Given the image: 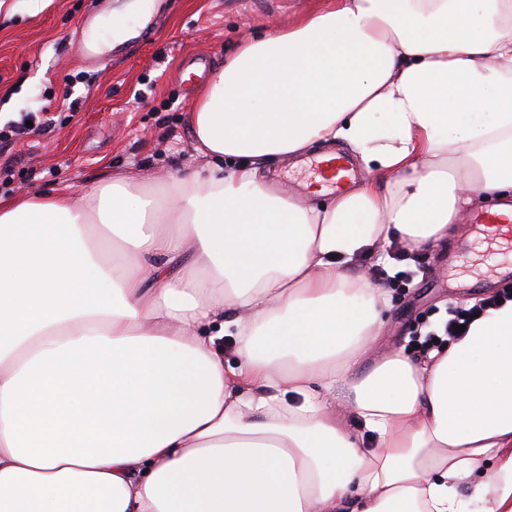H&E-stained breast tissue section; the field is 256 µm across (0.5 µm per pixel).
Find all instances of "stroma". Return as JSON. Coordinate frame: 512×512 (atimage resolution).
I'll list each match as a JSON object with an SVG mask.
<instances>
[{"instance_id":"obj_1","label":"stroma","mask_w":512,"mask_h":512,"mask_svg":"<svg viewBox=\"0 0 512 512\" xmlns=\"http://www.w3.org/2000/svg\"><path fill=\"white\" fill-rule=\"evenodd\" d=\"M326 0H0V129L27 116L50 126L0 149V198L20 190L82 192L110 172L140 174L147 189L195 164L188 114L203 73L223 66L245 37L286 26L325 7ZM112 17L125 32L112 56L83 62L78 42L87 18ZM324 145L274 164V190L308 201L313 163ZM466 225L420 247L426 268L395 282L377 341L360 364L369 370L393 350L411 351L416 333L438 327L449 299L471 303L512 289L493 262L460 249Z\"/></svg>"}]
</instances>
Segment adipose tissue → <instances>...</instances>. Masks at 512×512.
<instances>
[{"label":"adipose tissue","mask_w":512,"mask_h":512,"mask_svg":"<svg viewBox=\"0 0 512 512\" xmlns=\"http://www.w3.org/2000/svg\"><path fill=\"white\" fill-rule=\"evenodd\" d=\"M188 128L161 194L0 203V512H512V300L362 373L390 300L356 264L512 218V0H331L211 71ZM317 143L369 182L274 192ZM328 151H343L350 154L356 165L357 169V179L355 184L347 189L346 192L355 189L360 186L366 179L367 173L366 171L357 164V159L354 151L345 145H332V147H328L326 145L317 144L309 149H307L302 156L297 158H289L288 160L278 162L273 165L272 169L277 172V175L273 178L272 186L273 189L278 192H287L290 190L291 194L288 193L289 197L298 199L302 202L310 203V202H330L337 198L335 192L328 191L325 194H322L318 197L308 196V191L304 187L310 185V183L315 181L316 175L314 171V163L315 160H318V156L324 152ZM296 163V165H295ZM293 190V192L291 191Z\"/></svg>","instance_id":"adipose-tissue-1"}]
</instances>
